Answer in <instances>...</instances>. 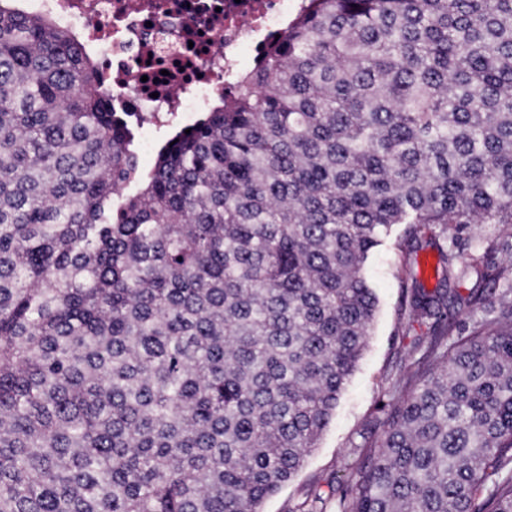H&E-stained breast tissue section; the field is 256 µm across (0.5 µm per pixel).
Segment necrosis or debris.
Here are the masks:
<instances>
[{"mask_svg":"<svg viewBox=\"0 0 512 512\" xmlns=\"http://www.w3.org/2000/svg\"><path fill=\"white\" fill-rule=\"evenodd\" d=\"M52 17L98 57L112 109L126 113L141 157L157 150L153 130L190 126L232 92L268 37L306 0H22Z\"/></svg>","mask_w":512,"mask_h":512,"instance_id":"1","label":"necrosis or debris"}]
</instances>
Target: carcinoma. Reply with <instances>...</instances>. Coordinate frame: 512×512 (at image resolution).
I'll list each match as a JSON object with an SVG mask.
<instances>
[{
  "instance_id": "obj_1",
  "label": "carcinoma",
  "mask_w": 512,
  "mask_h": 512,
  "mask_svg": "<svg viewBox=\"0 0 512 512\" xmlns=\"http://www.w3.org/2000/svg\"><path fill=\"white\" fill-rule=\"evenodd\" d=\"M189 129L140 171L85 45L0 0V512H259L395 224L438 228L440 287L405 272L423 357L337 512H512V291L459 294L486 274L448 243L512 253V0H309ZM454 225H448V239L457 237L458 249L465 257L478 254L477 241L492 236L499 229L497 224H468L460 229Z\"/></svg>"
}]
</instances>
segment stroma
<instances>
[{
  "label": "stroma",
  "instance_id": "35a3bbf8",
  "mask_svg": "<svg viewBox=\"0 0 512 512\" xmlns=\"http://www.w3.org/2000/svg\"><path fill=\"white\" fill-rule=\"evenodd\" d=\"M404 237V226H396L366 267L379 310L368 346L340 397L334 418L300 472L266 499L260 512H295L314 490L320 491L325 512H335L336 491L350 488L358 479L366 455L378 443L386 417L383 405L389 402L405 366L421 356L414 338L423 329L408 325L404 314Z\"/></svg>",
  "mask_w": 512,
  "mask_h": 512
}]
</instances>
